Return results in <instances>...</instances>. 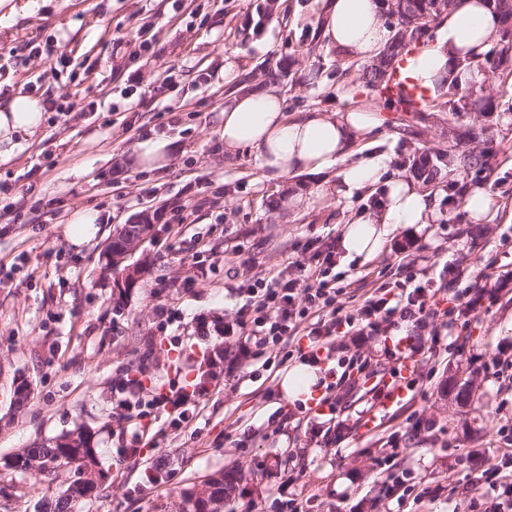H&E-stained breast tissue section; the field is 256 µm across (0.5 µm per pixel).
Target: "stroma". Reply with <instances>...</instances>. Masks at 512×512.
<instances>
[{
  "mask_svg": "<svg viewBox=\"0 0 512 512\" xmlns=\"http://www.w3.org/2000/svg\"><path fill=\"white\" fill-rule=\"evenodd\" d=\"M328 0H280L279 15L263 13L265 0H36L32 15L0 18V88L18 97L29 74L41 76L37 98L62 100L81 81L102 112H48L22 151L0 161V184L24 200L20 216L0 212V512H52L74 466L20 470L28 449L81 431L91 437L105 478L76 512H183L184 499L208 480L239 471L243 481L224 512H288V498L305 499L307 512H469L464 485L476 482L512 431V82L492 73L481 90L489 112H398L374 101L355 72L339 76L345 56L328 46L313 55L308 43ZM154 38L153 54L127 42L140 27ZM123 47H116V40ZM52 54L87 56L88 67L54 72L48 60L28 55V42ZM290 59L291 74L278 85L288 112L352 106L378 113L381 124L351 147L347 162L388 155V178L409 180L404 157L437 148H474L471 130H487L499 164L489 179L468 182L492 199L481 224L450 223L447 183L431 187L437 218L424 228L394 230L366 262L337 259L340 297L354 306L376 281L396 282L405 256L422 257L439 285V308L452 305L449 280L483 295L439 344L428 330L407 324L401 338L333 337L370 358L375 374L355 388L336 386L338 400L290 402L280 395L285 372L278 358L228 361L213 381L196 431L144 438L140 453H120L112 384L138 362L146 337L155 339L154 387L175 373L193 379L191 360L213 347L234 350L233 339L199 338L201 321H229L236 298L226 288L228 268L249 262L254 273L285 269L309 239L338 240L345 224L368 212V196L323 193L334 173L271 179L248 151L226 152L219 130L224 99L254 85L268 64ZM235 63L236 83L224 79ZM317 69L321 79L304 75ZM175 84L163 88L166 73ZM208 81H201V74ZM142 100L128 110L121 91ZM166 134L177 148L168 163L134 169V144ZM302 191L301 207L282 198ZM79 209L98 211L93 240L74 245L68 221ZM149 212L153 230L136 252L138 285L115 287L102 266L113 234ZM168 306L179 322L159 330L155 310ZM402 355L415 361L416 384L383 406L390 370ZM469 383L473 402L444 393L450 377ZM164 455L174 476L147 480V459ZM392 456L422 498L380 499L377 463ZM458 486L448 484L449 477Z\"/></svg>",
  "mask_w": 512,
  "mask_h": 512,
  "instance_id": "1",
  "label": "stroma"
}]
</instances>
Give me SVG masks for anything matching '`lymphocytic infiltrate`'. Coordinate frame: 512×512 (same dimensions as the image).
Segmentation results:
<instances>
[{
	"instance_id": "lymphocytic-infiltrate-1",
	"label": "lymphocytic infiltrate",
	"mask_w": 512,
	"mask_h": 512,
	"mask_svg": "<svg viewBox=\"0 0 512 512\" xmlns=\"http://www.w3.org/2000/svg\"><path fill=\"white\" fill-rule=\"evenodd\" d=\"M291 274L251 277L238 282L233 293L243 303L235 313L237 325L245 334L244 354L283 351L295 336L308 334L312 343L338 335L348 327L357 336H377L385 327L401 321L428 326L440 318L443 328L454 324L453 310L437 312L431 306L436 292L421 277L416 261L403 264L400 272L408 283V291L394 292L392 285L380 283L365 298L355 313H343L337 297L336 252L332 245L322 244L310 254L299 255L291 262ZM151 352H144L136 375L124 376L112 385V396L121 421L134 428L135 441L143 419L163 422L165 428L179 431L200 416L202 403L214 378L213 369L224 361L222 350L205 358L206 368L198 380H169L167 391L147 395L142 380L148 371ZM488 487L491 502L485 512H512V448L502 449L497 463L486 469L478 480Z\"/></svg>"
}]
</instances>
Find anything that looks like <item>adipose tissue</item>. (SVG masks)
<instances>
[{"instance_id": "ef3b65f1", "label": "adipose tissue", "mask_w": 512, "mask_h": 512, "mask_svg": "<svg viewBox=\"0 0 512 512\" xmlns=\"http://www.w3.org/2000/svg\"><path fill=\"white\" fill-rule=\"evenodd\" d=\"M381 0H332L324 35L330 47L350 58L374 59L390 38L382 18ZM501 20L489 0H457L442 20L433 45L411 58L413 78L436 87L451 76L460 86H478L487 74L478 64L462 68L498 37ZM220 137L224 148L253 152L258 165L282 177L300 173L336 176V192L349 198L382 187L384 196L366 219L345 225L338 245L345 258H370L379 252L389 232L399 227L425 225L435 210L427 191L412 183L386 178L389 159L380 155L368 161L345 164L346 150L379 125L374 113L350 109L343 112L286 113V102L273 87L239 91L224 101ZM43 120L38 99L18 97L0 107V157H11L24 147L23 138ZM321 377L319 366L300 362L283 376L281 393L291 400L312 399Z\"/></svg>"}]
</instances>
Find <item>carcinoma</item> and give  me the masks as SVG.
<instances>
[{"label": "carcinoma", "mask_w": 512, "mask_h": 512, "mask_svg": "<svg viewBox=\"0 0 512 512\" xmlns=\"http://www.w3.org/2000/svg\"><path fill=\"white\" fill-rule=\"evenodd\" d=\"M383 3L385 24L391 32L390 40L385 45L388 53L379 55L359 74L365 86L381 101L384 100L383 88L396 60L431 37V31L452 9L454 0H397L395 3L383 0ZM490 3L501 17L503 31L496 45L478 56V63L505 77L512 76V30L508 27L512 22V0H490ZM428 106L439 112L489 111V101L485 96L477 91L471 92L469 97L459 95V88L453 79L439 84ZM497 160V151L486 146L468 153L436 149L430 157L412 160L410 171L418 182L428 186L458 171L479 179L497 165ZM61 460L76 463L89 475L86 480L71 483L66 496L55 503L54 512H72L73 503L90 496L97 488L92 477L97 472L98 463L88 435L79 432L76 439L70 442L57 443L50 448H32L20 458L19 467L41 469L48 462ZM239 480L240 476L230 472L206 482L205 488L196 495V503L202 512H222L224 495L230 493Z\"/></svg>", "instance_id": "cac0c4a2"}]
</instances>
